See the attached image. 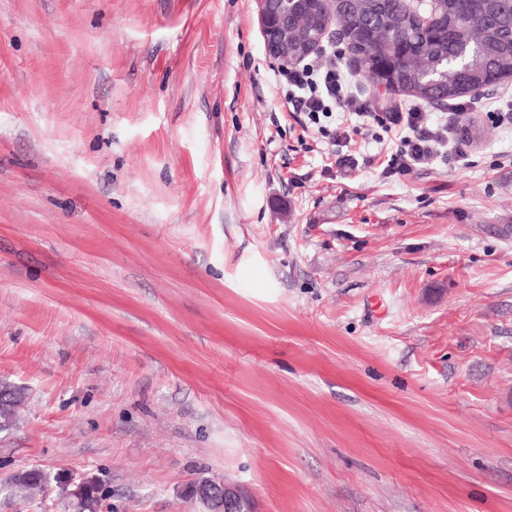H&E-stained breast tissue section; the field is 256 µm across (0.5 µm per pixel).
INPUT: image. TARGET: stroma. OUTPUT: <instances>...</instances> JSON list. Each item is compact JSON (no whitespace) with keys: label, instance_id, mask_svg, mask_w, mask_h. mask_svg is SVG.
Listing matches in <instances>:
<instances>
[{"label":"stroma","instance_id":"obj_1","mask_svg":"<svg viewBox=\"0 0 512 512\" xmlns=\"http://www.w3.org/2000/svg\"><path fill=\"white\" fill-rule=\"evenodd\" d=\"M509 92L430 107L465 162L390 175L391 138L286 111L254 0H0V485L512 512ZM58 477H51V475L40 468L32 467L29 469L21 470L11 476L8 482V488L23 487L28 483L40 484L45 490L51 481L59 482ZM195 499L206 500L211 509L208 512H254L251 501L237 486L224 481H203L190 488Z\"/></svg>","mask_w":512,"mask_h":512}]
</instances>
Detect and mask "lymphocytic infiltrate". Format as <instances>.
Returning <instances> with one entry per match:
<instances>
[{"mask_svg": "<svg viewBox=\"0 0 512 512\" xmlns=\"http://www.w3.org/2000/svg\"><path fill=\"white\" fill-rule=\"evenodd\" d=\"M286 102L294 111L306 113L312 123L332 116L334 110L353 115L361 125L380 127L397 139L387 167L391 173L407 176L432 160L463 161V154H449L448 127L428 124L422 107L412 105L401 112H374L354 92L352 80L336 65L325 67L311 60L289 66Z\"/></svg>", "mask_w": 512, "mask_h": 512, "instance_id": "lymphocytic-infiltrate-1", "label": "lymphocytic infiltrate"}]
</instances>
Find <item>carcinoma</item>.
<instances>
[{"label":"carcinoma","mask_w":512,"mask_h":512,"mask_svg":"<svg viewBox=\"0 0 512 512\" xmlns=\"http://www.w3.org/2000/svg\"><path fill=\"white\" fill-rule=\"evenodd\" d=\"M434 20L421 23L407 0H299L281 13L288 58L311 53L333 21L358 69L374 87L407 93L428 104L479 96L512 78V0H437ZM57 477L40 468L21 470L8 487L36 483L47 488ZM99 485L67 493L71 512H101Z\"/></svg>","instance_id":"cac0c4a2"}]
</instances>
